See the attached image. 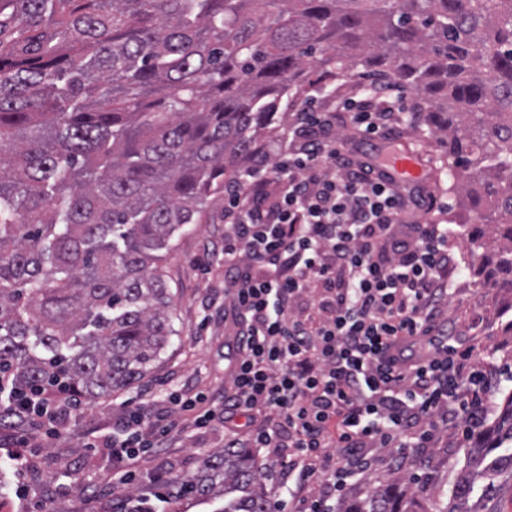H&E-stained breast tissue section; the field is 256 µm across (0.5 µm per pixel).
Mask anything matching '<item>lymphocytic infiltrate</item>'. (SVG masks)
I'll return each mask as SVG.
<instances>
[{
  "mask_svg": "<svg viewBox=\"0 0 512 512\" xmlns=\"http://www.w3.org/2000/svg\"><path fill=\"white\" fill-rule=\"evenodd\" d=\"M403 102L390 84L340 110L303 100L288 127L224 185V320L238 357L221 401L172 397L175 417L126 411L111 442L112 486L131 484L146 449L169 434L222 428L228 448L284 459L292 512H335L353 487L349 459L468 436L492 411L497 370L458 347L414 357L405 336H447L448 230L414 221L425 197L400 193L369 146L389 139ZM282 184L277 203L268 188ZM0 415L20 427L9 458L20 469L82 417L72 387L0 379ZM254 419L241 430L236 417Z\"/></svg>",
  "mask_w": 512,
  "mask_h": 512,
  "instance_id": "f902f5d3",
  "label": "lymphocytic infiltrate"
}]
</instances>
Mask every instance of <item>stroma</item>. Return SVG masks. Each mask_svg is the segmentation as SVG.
I'll return each mask as SVG.
<instances>
[{
	"instance_id": "35a3bbf8",
	"label": "stroma",
	"mask_w": 512,
	"mask_h": 512,
	"mask_svg": "<svg viewBox=\"0 0 512 512\" xmlns=\"http://www.w3.org/2000/svg\"><path fill=\"white\" fill-rule=\"evenodd\" d=\"M393 148L410 147L424 154L431 176L423 185L424 194L433 195L437 206L422 214V222L447 224L453 238L461 228L448 224L449 212L463 209L467 201L448 189V148L430 135L416 131L406 123L396 130ZM458 267L449 278L448 310L444 321L453 330L461 346L475 347L483 360L500 367V383L492 402L501 406L512 391V333L504 332L503 306L512 300V290L481 287L472 269L479 254L469 253L466 244L457 250ZM167 279L176 293L180 344L150 378L139 386L108 396L84 397L85 412L72 424L67 435L50 447L41 449L37 468L18 475L13 463L0 465V505L8 512H33L44 506L46 512H118L127 498L141 500L151 495L148 481L125 487L109 488L112 458L107 449L90 447L92 436L111 433L113 424L126 408H146L151 414L169 410L172 393L193 395L202 391L220 396L229 383L226 371L234 354V330L224 325V200L215 198L196 231L179 237L166 262ZM224 434L219 430L171 434L164 447L151 449L143 471H162L169 476L192 475L199 471L204 453L222 448ZM464 451L455 437H448L442 448L410 449L404 471L417 475L411 491L431 512L434 501H450ZM81 477L88 486L86 494L72 491L73 477ZM434 484L439 498L429 496L426 486Z\"/></svg>"
}]
</instances>
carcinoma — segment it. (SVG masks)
Returning a JSON list of instances; mask_svg holds the SVG:
<instances>
[{"label":"carcinoma","instance_id":"cac0c4a2","mask_svg":"<svg viewBox=\"0 0 512 512\" xmlns=\"http://www.w3.org/2000/svg\"><path fill=\"white\" fill-rule=\"evenodd\" d=\"M412 91L448 143L482 287L512 288V0H0V371L130 389L179 331L163 262L211 199L355 66ZM251 448L177 478L214 512H270ZM397 475L339 512H426ZM512 391L472 432L453 506L504 512Z\"/></svg>","mask_w":512,"mask_h":512}]
</instances>
